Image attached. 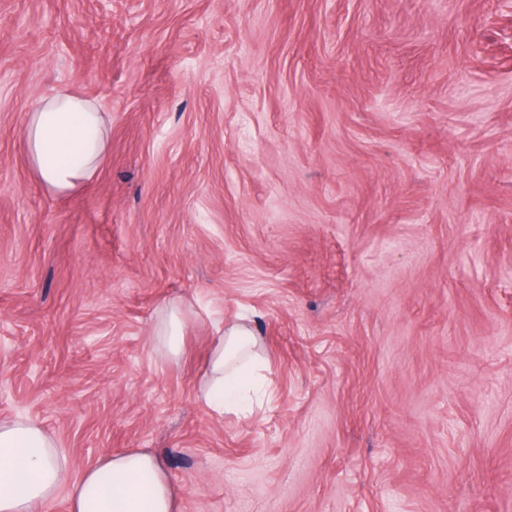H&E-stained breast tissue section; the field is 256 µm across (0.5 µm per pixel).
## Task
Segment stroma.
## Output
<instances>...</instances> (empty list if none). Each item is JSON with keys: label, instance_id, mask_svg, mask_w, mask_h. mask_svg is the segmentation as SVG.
<instances>
[{"label": "stroma", "instance_id": "1", "mask_svg": "<svg viewBox=\"0 0 512 512\" xmlns=\"http://www.w3.org/2000/svg\"><path fill=\"white\" fill-rule=\"evenodd\" d=\"M108 124L55 194L31 102ZM273 394L218 415L211 325ZM73 473L159 456L180 512H512V0H0V421ZM188 310L178 300L164 303L158 322L154 326L153 349L169 358H178L182 338L188 325Z\"/></svg>", "mask_w": 512, "mask_h": 512}]
</instances>
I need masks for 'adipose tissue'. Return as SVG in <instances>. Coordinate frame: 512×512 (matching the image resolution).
<instances>
[{
    "instance_id": "1",
    "label": "adipose tissue",
    "mask_w": 512,
    "mask_h": 512,
    "mask_svg": "<svg viewBox=\"0 0 512 512\" xmlns=\"http://www.w3.org/2000/svg\"><path fill=\"white\" fill-rule=\"evenodd\" d=\"M23 141L43 185L65 193L102 166L106 117L96 103L61 86L32 102ZM187 325L181 301L164 303L153 330L154 350L179 357ZM257 346L250 324H216L199 400L219 411L243 408L244 385L262 365ZM62 494L70 512H178L177 491L154 454L132 449L110 455L76 477L66 449L38 423L0 421V512H47Z\"/></svg>"
}]
</instances>
